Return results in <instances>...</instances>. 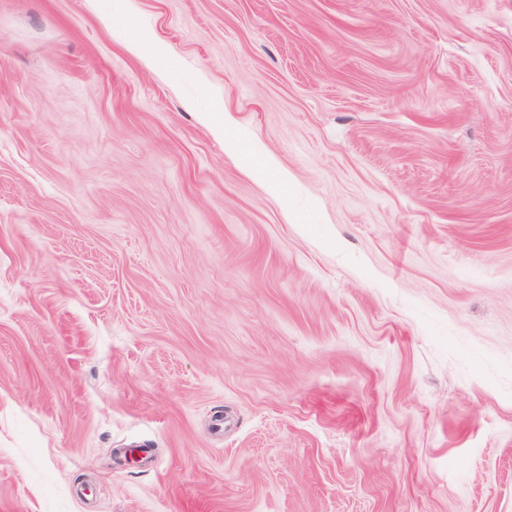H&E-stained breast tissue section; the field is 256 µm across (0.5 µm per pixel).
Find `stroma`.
Masks as SVG:
<instances>
[{
	"instance_id": "1",
	"label": "stroma",
	"mask_w": 512,
	"mask_h": 512,
	"mask_svg": "<svg viewBox=\"0 0 512 512\" xmlns=\"http://www.w3.org/2000/svg\"><path fill=\"white\" fill-rule=\"evenodd\" d=\"M0 512H512V0H0Z\"/></svg>"
}]
</instances>
